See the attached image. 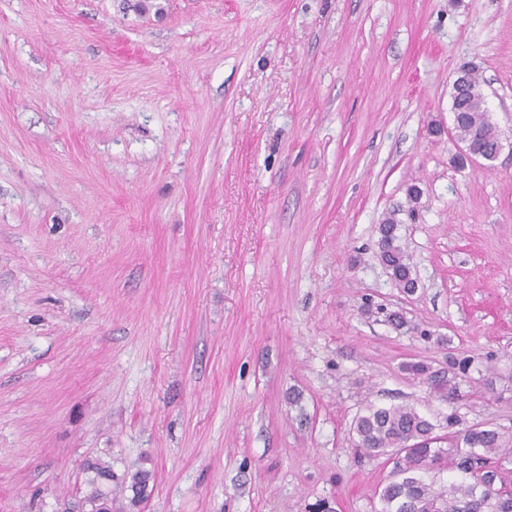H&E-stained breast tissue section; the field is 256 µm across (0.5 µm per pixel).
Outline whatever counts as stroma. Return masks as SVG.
Instances as JSON below:
<instances>
[{"label": "stroma", "mask_w": 512, "mask_h": 512, "mask_svg": "<svg viewBox=\"0 0 512 512\" xmlns=\"http://www.w3.org/2000/svg\"><path fill=\"white\" fill-rule=\"evenodd\" d=\"M370 403L512 435V0H0V512L91 456L147 512H378ZM466 69L465 81L452 86V106L454 112V137L459 145L456 155L460 164L478 163L480 160L493 162L501 151L499 134L490 120L486 105L485 94L482 89V81L476 66L463 64ZM473 141L484 153L496 152L493 157L487 158L480 153L473 152L470 147L462 142ZM399 223L396 214H389L380 225V257L395 284L405 293H414L417 278L413 274L410 259L399 244L396 233ZM405 370L413 375L423 377L431 391L445 400L451 399L456 393V382L453 378L447 379L445 375H437L424 364L409 363L405 365Z\"/></svg>", "instance_id": "1"}]
</instances>
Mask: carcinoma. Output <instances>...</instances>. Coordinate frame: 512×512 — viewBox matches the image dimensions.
<instances>
[{"label": "carcinoma", "instance_id": "1", "mask_svg": "<svg viewBox=\"0 0 512 512\" xmlns=\"http://www.w3.org/2000/svg\"><path fill=\"white\" fill-rule=\"evenodd\" d=\"M465 81L452 86L454 137L472 141L492 153L499 134L490 120L476 66L463 65ZM396 214L380 225V257L395 284L405 293L417 288L410 259L399 244ZM405 370L424 378L433 393L450 399L456 382L421 363ZM452 412L436 424L410 405L368 404L351 424L356 446L369 457L394 458L393 479L379 492L378 512H512V437L493 427L459 428ZM448 471L454 479L439 484L429 473ZM87 491L62 499L64 512H139L152 493L153 472L139 469L122 476L100 458L83 465Z\"/></svg>", "mask_w": 512, "mask_h": 512}]
</instances>
